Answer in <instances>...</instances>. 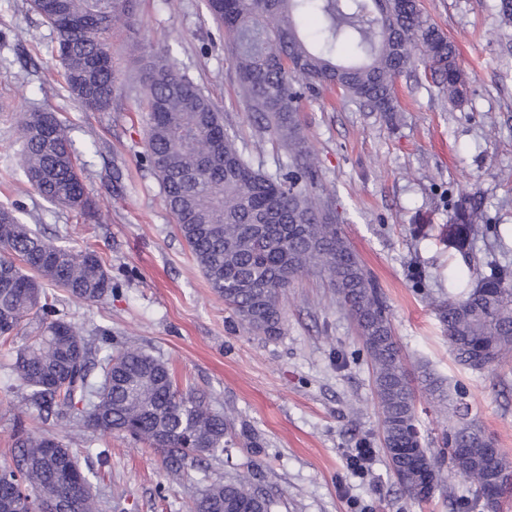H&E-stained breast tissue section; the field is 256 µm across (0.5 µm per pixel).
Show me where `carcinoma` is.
<instances>
[{
    "label": "carcinoma",
    "instance_id": "1",
    "mask_svg": "<svg viewBox=\"0 0 512 512\" xmlns=\"http://www.w3.org/2000/svg\"><path fill=\"white\" fill-rule=\"evenodd\" d=\"M56 32L57 57L72 95L90 112L112 107L117 77L108 47L112 27L135 19L136 0H31ZM228 38L241 99L279 135L291 160L273 176L254 167L224 127V115L167 58L145 74V159L157 176L178 231L209 287L224 299L249 333H282L281 295L291 280L313 272L336 289L354 320L370 360L390 469L410 495L427 499L440 481L417 427L415 389L394 334L388 306L371 274L348 243L329 197L317 192V169L296 121L302 101L338 90L385 117L401 110L398 76L418 65L430 71L453 105L468 94L456 47L424 11L420 0H206ZM21 166L44 200L91 213L69 129L52 112H25ZM18 209L0 206V342L31 315L41 326L15 351L11 373L28 389L40 419L65 417L83 405V425L128 435L165 454L181 478L203 458H218L231 442L223 413L192 388L178 385L163 359L140 347L112 351L99 338L56 316L44 285L88 303L112 294V277L97 251L58 244L23 223ZM455 237L464 244L485 223L482 209L454 205ZM455 359L473 371L499 365L512 352V272L492 268L478 282L460 279L438 304ZM417 379L451 406L442 445L448 470L468 477L465 512H491L485 493L489 470L512 466L503 454L486 460L463 455L480 448L484 430L468 407L452 398L423 368ZM78 453L47 431L19 427L10 462L0 466V512H36L42 500L67 512H98L92 479ZM273 501L250 478L201 490L195 512H272Z\"/></svg>",
    "mask_w": 512,
    "mask_h": 512
}]
</instances>
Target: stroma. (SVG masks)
<instances>
[{"label": "stroma", "instance_id": "1", "mask_svg": "<svg viewBox=\"0 0 512 512\" xmlns=\"http://www.w3.org/2000/svg\"><path fill=\"white\" fill-rule=\"evenodd\" d=\"M497 4L422 0L468 76L462 106L449 104L419 68L396 80L402 110L394 122L337 91L304 102L299 119L319 182L380 287L408 368L426 365L512 459V358L489 373L456 363L433 304L447 297L449 275L512 267V27L501 26ZM136 13L133 27L118 23L112 31V107L87 112L60 75L51 27L30 0H0V202L18 204L22 222L47 238L93 246L102 257L111 296L88 304L47 287L59 316L109 329L113 349L136 345L168 362L180 385L231 418L235 443L229 457L170 480L161 450L72 418L41 422L0 347V464L10 459L21 420L79 449L82 466L100 467L97 454L108 451L105 478L94 485L103 512H193L201 489L241 474L274 498L273 512H451L448 493L466 492L463 476L446 475L420 501L390 472L369 359L323 277L293 279L274 340L248 333L209 288L144 158V106L135 86L146 59L130 54V44L167 55L200 85L241 148L264 139L263 153L253 157L260 170L287 172L288 154L262 116L245 109L231 53L204 0H137ZM34 110L68 125L96 220L44 201L26 182L18 124ZM464 197L481 204L486 224L461 251L448 228ZM362 442L375 450L365 479L346 465Z\"/></svg>", "mask_w": 512, "mask_h": 512}]
</instances>
